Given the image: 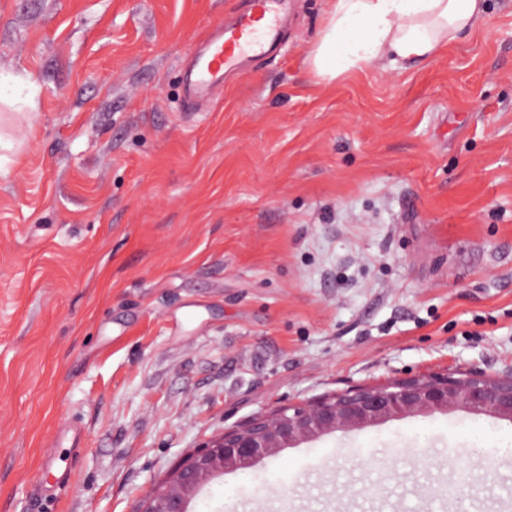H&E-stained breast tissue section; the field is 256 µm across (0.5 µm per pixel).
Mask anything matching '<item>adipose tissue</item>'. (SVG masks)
Here are the masks:
<instances>
[{"instance_id":"1","label":"adipose tissue","mask_w":512,"mask_h":512,"mask_svg":"<svg viewBox=\"0 0 512 512\" xmlns=\"http://www.w3.org/2000/svg\"><path fill=\"white\" fill-rule=\"evenodd\" d=\"M484 12L485 0H332L308 64L318 77L333 80L384 58H429Z\"/></svg>"}]
</instances>
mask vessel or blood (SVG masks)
<instances>
[{"mask_svg": "<svg viewBox=\"0 0 512 512\" xmlns=\"http://www.w3.org/2000/svg\"><path fill=\"white\" fill-rule=\"evenodd\" d=\"M283 0H254L250 8L215 26L204 45L189 59L183 99L192 102L222 86L224 76L239 70L248 55H270L279 46Z\"/></svg>", "mask_w": 512, "mask_h": 512, "instance_id": "obj_1", "label": "vessel or blood"}]
</instances>
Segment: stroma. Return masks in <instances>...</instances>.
Masks as SVG:
<instances>
[{
    "label": "stroma",
    "mask_w": 512,
    "mask_h": 512,
    "mask_svg": "<svg viewBox=\"0 0 512 512\" xmlns=\"http://www.w3.org/2000/svg\"><path fill=\"white\" fill-rule=\"evenodd\" d=\"M248 3L0 0V512H137L258 412L512 373V0L331 82L307 67L329 0H288L279 52L186 110L185 57ZM55 443L81 453L40 507ZM504 448L512 420L405 415L190 512H512Z\"/></svg>",
    "instance_id": "stroma-1"
}]
</instances>
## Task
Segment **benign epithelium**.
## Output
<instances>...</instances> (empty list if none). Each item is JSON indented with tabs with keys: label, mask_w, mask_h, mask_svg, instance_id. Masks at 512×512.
<instances>
[{
	"label": "benign epithelium",
	"mask_w": 512,
	"mask_h": 512,
	"mask_svg": "<svg viewBox=\"0 0 512 512\" xmlns=\"http://www.w3.org/2000/svg\"><path fill=\"white\" fill-rule=\"evenodd\" d=\"M449 409L512 418V384L472 372L429 373L260 412L186 454L152 486L138 512H186L189 500L211 478L240 464L250 466L299 440L408 413Z\"/></svg>",
	"instance_id": "7a95c632"
}]
</instances>
